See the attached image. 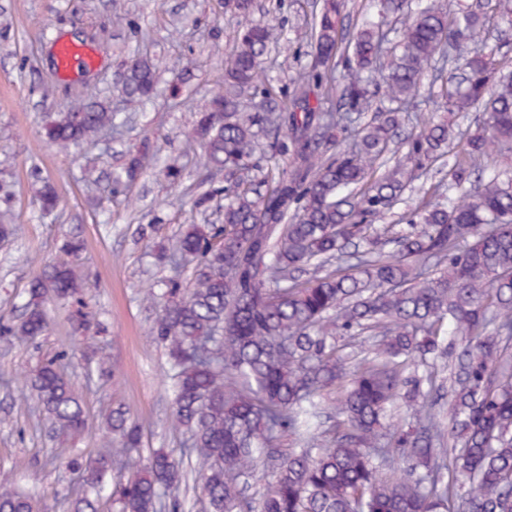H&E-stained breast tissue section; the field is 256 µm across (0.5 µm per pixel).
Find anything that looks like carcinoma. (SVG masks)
<instances>
[{
    "mask_svg": "<svg viewBox=\"0 0 512 512\" xmlns=\"http://www.w3.org/2000/svg\"><path fill=\"white\" fill-rule=\"evenodd\" d=\"M347 2L322 0L313 61L287 111L244 113L239 96L257 88L272 32L252 18V0H224L240 29L224 56V93L191 137L203 142L209 184L196 204L231 196L224 223L189 224L162 253L194 266L189 286L168 282L150 329L175 372L174 422L210 512H253L244 479L260 470L259 512H512V182L493 174L469 185L512 150V70L488 41L479 0L454 14L372 0L379 16L404 18L390 55L388 31L371 20L343 35ZM448 65L458 87L436 97L449 112L475 113L473 131L415 112L425 72ZM154 83V64L140 58L120 90L142 99ZM411 112L419 131L391 149ZM113 122L95 101L52 120L46 138L77 145ZM268 128L282 133L273 155L283 163L250 187H226L254 166ZM446 156L448 181L430 183L400 216L406 227L378 228ZM151 163L146 147L112 192ZM82 251V240H63L0 336L42 335L49 302L71 305L75 330L85 326ZM200 340L212 341L206 359ZM66 356L42 362L29 386L52 435L76 437L86 417L60 369ZM106 424L112 456L78 464L86 489L71 512H99L104 499L119 512H162L184 478L179 465L160 449L142 458L140 428L122 408ZM114 468L127 478L112 482ZM0 512L35 507L3 481Z\"/></svg>",
    "mask_w": 512,
    "mask_h": 512,
    "instance_id": "obj_1",
    "label": "carcinoma"
}]
</instances>
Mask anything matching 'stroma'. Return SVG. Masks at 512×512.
<instances>
[{
    "mask_svg": "<svg viewBox=\"0 0 512 512\" xmlns=\"http://www.w3.org/2000/svg\"><path fill=\"white\" fill-rule=\"evenodd\" d=\"M317 4L255 2L254 18L280 37L264 65L276 111L287 107L293 78L311 61ZM237 29V18L224 14L218 0H0V222L19 228L15 239L0 243V321L19 320L28 281L57 257L65 236L84 243L78 271L87 283L86 332H74L71 306L51 302L43 336L0 340V478L32 495L38 512H69L83 491L71 462L108 453L105 416L116 406L141 427L144 451L162 448L192 466L172 424L173 379L162 344L150 334L157 309L148 294L191 274L187 264L157 263L158 246H173L186 225L224 221L223 199L204 211L192 207L206 171L188 133L209 98L224 89V55ZM61 40L88 49L94 67L59 72ZM145 56L157 67V92L147 101L128 99L118 86ZM96 98L117 112L119 130L65 148L47 143L48 122ZM146 140L156 151L154 164L124 194L112 195L113 177ZM174 160L185 168L177 185L163 173ZM88 166L91 182L83 178ZM41 178L60 197L48 217L37 201ZM64 349L72 354L65 372L87 416L75 439L52 436L39 412L18 403L37 365ZM101 355L110 366L104 376L91 370Z\"/></svg>",
    "mask_w": 512,
    "mask_h": 512,
    "instance_id": "1",
    "label": "stroma"
}]
</instances>
